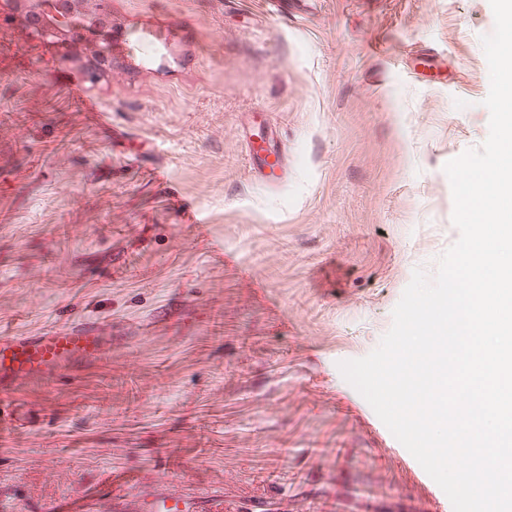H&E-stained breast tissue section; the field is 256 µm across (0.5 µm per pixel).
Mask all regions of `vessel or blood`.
Instances as JSON below:
<instances>
[{"instance_id": "obj_1", "label": "vessel or blood", "mask_w": 512, "mask_h": 512, "mask_svg": "<svg viewBox=\"0 0 512 512\" xmlns=\"http://www.w3.org/2000/svg\"><path fill=\"white\" fill-rule=\"evenodd\" d=\"M107 352L100 323L80 320L39 335L0 334V387L44 378Z\"/></svg>"}]
</instances>
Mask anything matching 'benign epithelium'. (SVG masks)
Wrapping results in <instances>:
<instances>
[{"label": "benign epithelium", "instance_id": "1", "mask_svg": "<svg viewBox=\"0 0 512 512\" xmlns=\"http://www.w3.org/2000/svg\"><path fill=\"white\" fill-rule=\"evenodd\" d=\"M93 10H78L88 0H29L21 17L30 34L47 43L69 48V59L86 58L83 68L87 83L96 84L112 69V24L106 21L108 0H95Z\"/></svg>", "mask_w": 512, "mask_h": 512}]
</instances>
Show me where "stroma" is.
Segmentation results:
<instances>
[{"mask_svg": "<svg viewBox=\"0 0 512 512\" xmlns=\"http://www.w3.org/2000/svg\"><path fill=\"white\" fill-rule=\"evenodd\" d=\"M115 64L0 20V332L112 352L0 390V506L447 512L339 362L458 240L445 164L489 134L490 0H110ZM80 88L119 127L95 125ZM83 97V98H84ZM273 134L278 177L248 142Z\"/></svg>", "mask_w": 512, "mask_h": 512, "instance_id": "1", "label": "stroma"}]
</instances>
